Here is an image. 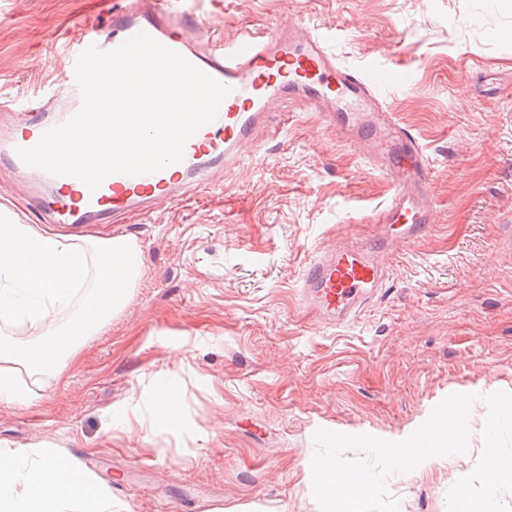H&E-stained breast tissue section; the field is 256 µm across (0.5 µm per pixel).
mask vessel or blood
Listing matches in <instances>:
<instances>
[{
    "instance_id": "obj_1",
    "label": "vessel or blood",
    "mask_w": 512,
    "mask_h": 512,
    "mask_svg": "<svg viewBox=\"0 0 512 512\" xmlns=\"http://www.w3.org/2000/svg\"><path fill=\"white\" fill-rule=\"evenodd\" d=\"M112 36H86L83 46L111 51L144 32L185 57L229 87L215 120L201 127L185 146L183 158L155 173L113 174L96 190L78 178L56 176L27 166L22 148L35 146L42 135L67 121L81 105L75 64L67 62L61 87L50 94L0 102V112H13L16 122L0 132V159L16 172L52 187L38 203L59 224H81L109 209L122 215L161 201H171L188 188H207L217 162L236 164L260 150L259 132L283 102L302 101L324 121L346 130L367 153L383 162L393 184L389 201L374 216L389 235L371 244L340 243L310 259L301 280L300 302L320 323L340 327L354 319L384 286L392 241L411 242L433 225L430 167L412 131L386 112L382 90L403 84L407 72L381 63L357 71L341 65L317 29L297 34L281 28L242 33L233 43L216 39L190 15L174 11L170 0H137L112 8Z\"/></svg>"
}]
</instances>
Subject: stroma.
<instances>
[{
	"label": "stroma",
	"mask_w": 512,
	"mask_h": 512,
	"mask_svg": "<svg viewBox=\"0 0 512 512\" xmlns=\"http://www.w3.org/2000/svg\"><path fill=\"white\" fill-rule=\"evenodd\" d=\"M224 42L307 21L331 28L345 66L401 64L384 94L432 168L434 226L397 243L384 291L327 327L300 305L320 249L370 237L387 176L336 127L282 104L280 143L210 188L142 215L86 224L124 234L141 278L121 312L85 338L39 398L0 410V445H54L107 481L125 512H319L305 465L324 428L399 441L453 393H476L464 455L393 474L400 512H446V492L483 442L484 395L512 392V0H174ZM105 0H0V98L58 88L67 43L105 24ZM24 178L0 175V205L40 221ZM182 392L178 427L153 393ZM131 420L132 430L122 427Z\"/></svg>",
	"instance_id": "stroma-1"
}]
</instances>
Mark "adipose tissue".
I'll return each mask as SVG.
<instances>
[{
    "instance_id": "1",
    "label": "adipose tissue",
    "mask_w": 512,
    "mask_h": 512,
    "mask_svg": "<svg viewBox=\"0 0 512 512\" xmlns=\"http://www.w3.org/2000/svg\"><path fill=\"white\" fill-rule=\"evenodd\" d=\"M0 512H121L78 459L50 448H0Z\"/></svg>"
}]
</instances>
